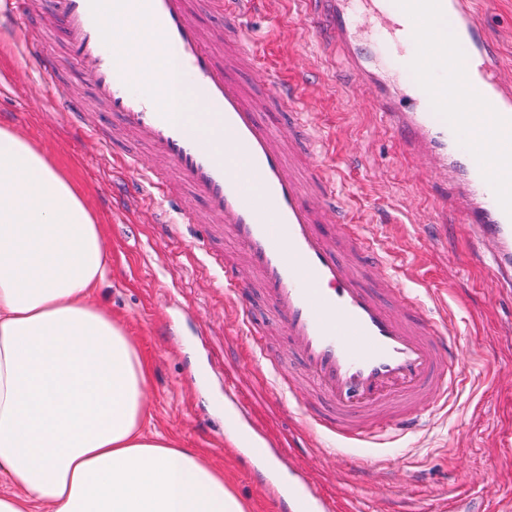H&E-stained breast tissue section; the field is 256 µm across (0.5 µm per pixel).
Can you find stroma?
I'll list each match as a JSON object with an SVG mask.
<instances>
[{
	"instance_id": "1",
	"label": "stroma",
	"mask_w": 512,
	"mask_h": 512,
	"mask_svg": "<svg viewBox=\"0 0 512 512\" xmlns=\"http://www.w3.org/2000/svg\"><path fill=\"white\" fill-rule=\"evenodd\" d=\"M512 80V0H474ZM30 33L63 77L65 93L91 99L88 80L65 45L46 0H32ZM302 0H255L244 19L259 56L242 71L259 87L265 71L291 82L318 138L315 159L330 170L336 191L394 265L423 311L454 332L466 370L461 384L430 392L417 404L419 424L369 450L334 449L311 427L302 407L325 400L288 346L275 310L226 226L182 186L173 166L136 133L90 115L96 135L75 132L53 106V94L26 68L10 29L0 24V123L40 146L88 191L104 226L110 265L96 293L137 344L150 367L147 402L152 428L197 450L248 507L280 512L272 479L248 474L249 457L228 437L225 406L271 445L282 471L302 470L342 512H436L449 497L484 499L485 512H512V290L498 288L480 263V249L450 201L436 192L435 171L389 133L370 86L307 29ZM128 153L121 168L112 149ZM150 169L166 178L195 221L182 224L150 187L131 175ZM229 260L247 301L226 288L220 261ZM250 309L261 335L256 354L242 321Z\"/></svg>"
}]
</instances>
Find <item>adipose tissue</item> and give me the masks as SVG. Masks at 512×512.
<instances>
[{"label":"adipose tissue","instance_id":"adipose-tissue-1","mask_svg":"<svg viewBox=\"0 0 512 512\" xmlns=\"http://www.w3.org/2000/svg\"><path fill=\"white\" fill-rule=\"evenodd\" d=\"M99 10L135 80L197 112L192 85L159 80L170 57L148 22ZM107 263L72 175L0 125V512H246L196 451L146 435L147 363L94 299Z\"/></svg>","mask_w":512,"mask_h":512}]
</instances>
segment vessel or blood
Wrapping results in <instances>:
<instances>
[{"label": "vessel or blood", "instance_id": "b4317fda", "mask_svg": "<svg viewBox=\"0 0 512 512\" xmlns=\"http://www.w3.org/2000/svg\"><path fill=\"white\" fill-rule=\"evenodd\" d=\"M249 0H224V57L216 59L190 0H132L173 52L174 80L193 84L197 120L214 130L204 141L174 119L167 103L136 84L104 30L98 0H49L60 36L88 75L93 101L119 118L173 164L179 179L232 234L281 318L296 355L331 402L312 413L324 434L359 444L418 422L415 406L463 374L446 325L426 315L396 273L366 283L360 266L378 261L374 242L334 196L331 174L313 158L312 127L278 73L265 87L290 112L288 123L265 119L239 77L254 45L242 24ZM310 29L336 45L347 66L373 88L394 136L450 171L462 219L491 242L493 275L512 281V83L471 0H309ZM28 0L8 16L22 53L50 88L60 78L41 43L25 36ZM452 21L438 40L434 20ZM415 82L401 83V68ZM56 104L85 129L82 102ZM292 512H335L298 471L284 495Z\"/></svg>", "mask_w": 512, "mask_h": 512}]
</instances>
